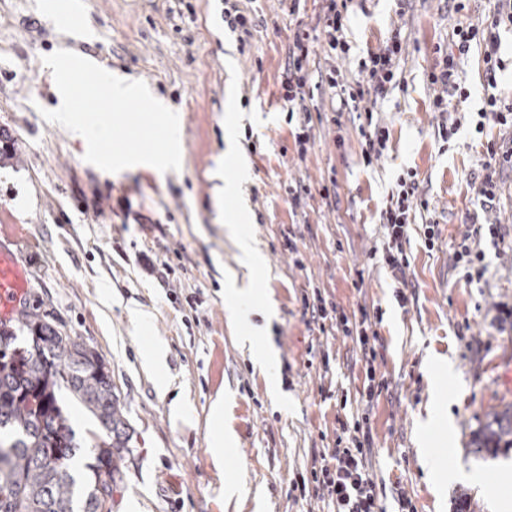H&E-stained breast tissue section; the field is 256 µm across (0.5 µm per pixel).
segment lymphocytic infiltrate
<instances>
[{
    "label": "lymphocytic infiltrate",
    "instance_id": "1",
    "mask_svg": "<svg viewBox=\"0 0 512 512\" xmlns=\"http://www.w3.org/2000/svg\"><path fill=\"white\" fill-rule=\"evenodd\" d=\"M349 0H324L322 26L316 32L296 30L293 46L289 51L288 77L284 81L283 99L288 112L298 115L299 125L295 140L300 153H307L311 139V111L306 104V86L316 80L318 87L327 88L340 99V109L334 110L331 121L341 125L344 110L361 112L365 121L358 128L360 159L364 165L379 161L390 138L387 124L375 119L374 110L379 101L385 100L400 87V62L406 54L407 37L402 29H393L390 36L377 49L369 51L360 60L354 76H347L338 66L345 59L350 46L345 36ZM512 28V0H493L490 17L476 22H456L452 28V44L440 48L439 59L427 74V82L435 91L433 111L439 112L444 139L457 134L461 122L449 110L448 98L464 95L461 85V63L471 45H479L488 87H495L497 73L504 67L501 58L500 30ZM318 41L327 57L328 65L317 77H310L305 65L309 57L310 41ZM478 128L488 126L503 129L504 137L487 142L484 159L473 177L480 208L466 216L467 229L453 247L449 256L451 267L465 282L482 281L487 267L482 241H503L502 224L494 220L501 196L499 173L512 170V103L488 94L479 114ZM429 201L421 190L416 171L400 174L394 189L388 195L380 216L384 228L379 250L381 260L399 283H407L411 268L410 256L405 249L411 225L417 211L428 210ZM303 309L313 321H331L342 336L355 341L364 365V382L361 392L362 411L352 419L340 422L333 447L325 449L314 458L310 468L294 472L290 480V491L297 498L320 499L327 512H385L384 490L381 489L373 471L371 458L374 438L371 410L374 402L390 388L391 382L378 372L375 361L381 344L378 323L381 310H368L358 305L356 312L346 314L333 302L327 301L321 292H314L304 301Z\"/></svg>",
    "mask_w": 512,
    "mask_h": 512
}]
</instances>
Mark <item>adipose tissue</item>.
Masks as SVG:
<instances>
[{
  "label": "adipose tissue",
  "mask_w": 512,
  "mask_h": 512,
  "mask_svg": "<svg viewBox=\"0 0 512 512\" xmlns=\"http://www.w3.org/2000/svg\"><path fill=\"white\" fill-rule=\"evenodd\" d=\"M244 219V212L237 208L224 214L227 230L239 251L238 269L231 272L226 280V310L229 321L240 326L239 340L251 351L255 366L272 377L276 374L278 355L271 345L265 343L262 328L248 324L251 315L267 319L273 310L258 299L251 287L255 274L262 269V257L254 240L244 229Z\"/></svg>",
  "instance_id": "obj_1"
}]
</instances>
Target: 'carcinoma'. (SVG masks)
I'll use <instances>...</instances> for the list:
<instances>
[{"label": "carcinoma", "mask_w": 512, "mask_h": 512, "mask_svg": "<svg viewBox=\"0 0 512 512\" xmlns=\"http://www.w3.org/2000/svg\"><path fill=\"white\" fill-rule=\"evenodd\" d=\"M18 323H0V512H102L122 482L130 440L112 375L95 349L63 334L49 315L29 309ZM19 328L29 333L23 346ZM63 389L103 430L87 443L81 482L74 461L82 445L59 404ZM479 447L512 449V405L487 424Z\"/></svg>", "instance_id": "1"}]
</instances>
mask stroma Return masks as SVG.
Returning <instances> with one entry per match:
<instances>
[{
  "label": "stroma",
  "mask_w": 512,
  "mask_h": 512,
  "mask_svg": "<svg viewBox=\"0 0 512 512\" xmlns=\"http://www.w3.org/2000/svg\"><path fill=\"white\" fill-rule=\"evenodd\" d=\"M289 5L240 0L255 19L242 45L224 26V0H93L81 25L95 33L90 50L112 74L144 81L180 118V170L108 173L85 161L82 138L41 115L61 104L42 59L78 51L76 26L47 0H0V142L18 150L0 163V242L22 254L31 274L29 308L98 351L112 373L131 434L112 512H326L317 499L290 497L289 480L333 445L339 419L359 407L364 373L351 340L304 316L302 296L316 289L348 314L361 303L383 311L375 366L392 388L372 412L377 481L404 486L417 512H486L479 489L455 474L480 468L486 485L512 495V473L495 466L512 461V449L477 447L489 414L512 405L499 381L512 357V326L491 324L494 304L512 306V235L484 248L487 287L466 283L448 261L478 207L472 180L484 146L498 135L476 129L486 96L481 50L472 48L462 66L469 98L449 105L463 125L443 143L426 74L436 46L448 41L445 0H409L402 16L394 0L355 2L343 68L356 69L396 27L408 38L406 84L381 107L389 149L378 164L361 163L354 112L345 113V143L335 146L331 95L317 90L308 106L319 119L302 157L281 83L295 30L316 26L323 2L301 0L295 14ZM231 112L243 116L233 128ZM238 157L248 165V229L267 265L255 288L275 310L276 399L238 348L224 309L225 277L237 266L224 209L240 201L217 199L216 189L233 178ZM406 169L417 171L430 208L410 233L412 286L402 306L396 281L369 250ZM300 184L313 195L296 209L288 190ZM324 187L330 200L319 194ZM432 221L440 239L430 251L420 226ZM164 262L172 268L165 279L157 270ZM359 269L365 283L357 289ZM136 311L148 316L146 328L133 320ZM158 341L166 357L153 371L144 359ZM447 361L449 373L440 368ZM220 397L235 443L219 460L210 442ZM424 441L441 460V477L422 468ZM231 482L240 491L229 497Z\"/></svg>",
  "instance_id": "obj_1"
}]
</instances>
